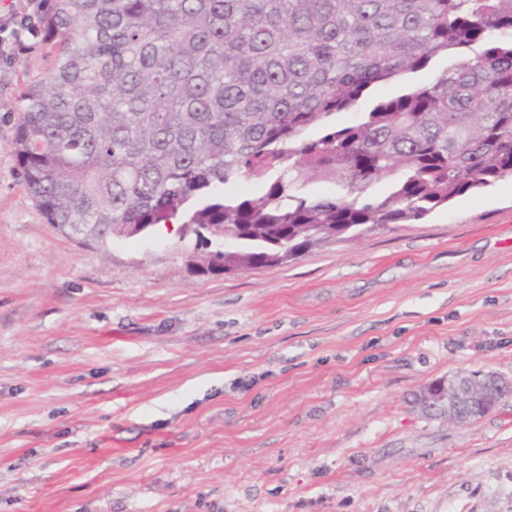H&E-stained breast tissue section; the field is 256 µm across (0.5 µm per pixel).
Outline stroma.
I'll list each match as a JSON object with an SVG mask.
<instances>
[{"instance_id":"stroma-1","label":"stroma","mask_w":512,"mask_h":512,"mask_svg":"<svg viewBox=\"0 0 512 512\" xmlns=\"http://www.w3.org/2000/svg\"><path fill=\"white\" fill-rule=\"evenodd\" d=\"M440 57L375 100L429 82ZM37 34L0 57V512H512V399L471 426L421 389L512 378V179L282 265L154 226L48 224L13 151Z\"/></svg>"}]
</instances>
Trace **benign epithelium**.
I'll use <instances>...</instances> for the list:
<instances>
[{"label":"benign epithelium","mask_w":512,"mask_h":512,"mask_svg":"<svg viewBox=\"0 0 512 512\" xmlns=\"http://www.w3.org/2000/svg\"><path fill=\"white\" fill-rule=\"evenodd\" d=\"M485 374L479 371L458 372L448 377L450 386L431 385L422 389L420 403L441 413L456 412L467 424L478 423L490 413L477 401L476 390Z\"/></svg>","instance_id":"obj_1"}]
</instances>
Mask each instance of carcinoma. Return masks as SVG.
Instances as JSON below:
<instances>
[{"instance_id": "cac0c4a2", "label": "carcinoma", "mask_w": 512, "mask_h": 512, "mask_svg": "<svg viewBox=\"0 0 512 512\" xmlns=\"http://www.w3.org/2000/svg\"><path fill=\"white\" fill-rule=\"evenodd\" d=\"M39 31L17 163L48 223L103 243L183 218L234 242L211 271L273 267L512 176V0H51ZM241 177L268 189L226 194ZM316 180L336 194H298ZM448 67V59L439 57L432 61L430 65L418 73L410 74L405 79L392 80L376 86L371 95L363 100L353 111L339 114L337 121L341 123H350L359 118L362 112L370 110L374 102L381 98L397 96L404 92L407 84H423L429 82L435 73Z\"/></svg>"}]
</instances>
